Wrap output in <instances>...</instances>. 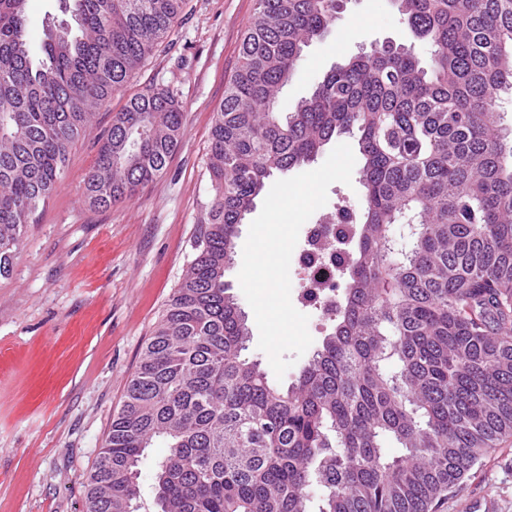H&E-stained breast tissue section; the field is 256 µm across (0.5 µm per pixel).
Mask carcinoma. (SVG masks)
I'll use <instances>...</instances> for the list:
<instances>
[{"instance_id":"carcinoma-1","label":"carcinoma","mask_w":512,"mask_h":512,"mask_svg":"<svg viewBox=\"0 0 512 512\" xmlns=\"http://www.w3.org/2000/svg\"><path fill=\"white\" fill-rule=\"evenodd\" d=\"M393 2L431 63L374 48L284 114L278 93L341 0H255L210 130L195 254L112 420L88 512H139L138 467L158 439L157 512H432L512 434V138L496 107L512 91V0ZM25 3L0 0L1 277L71 145L171 39L185 0H73L77 32L48 33L37 63ZM183 117L168 88L133 95L85 178L88 204L160 177ZM352 132L365 209L344 302L281 389L242 355L250 330L226 261L273 173ZM405 217L413 246L394 261L389 225Z\"/></svg>"}]
</instances>
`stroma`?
Listing matches in <instances>:
<instances>
[{"label":"stroma","mask_w":512,"mask_h":512,"mask_svg":"<svg viewBox=\"0 0 512 512\" xmlns=\"http://www.w3.org/2000/svg\"><path fill=\"white\" fill-rule=\"evenodd\" d=\"M254 0H186L172 42L97 110L71 146L65 174L0 277V512H87V484L121 408L140 352L180 283L210 200L209 134L238 65ZM39 49L50 26L70 21L63 0H27ZM413 39L392 0H346L324 38L304 47L277 107L293 111L337 62ZM150 86L177 93L182 136L166 172L110 208L90 207L84 180L112 117ZM490 497L512 512V436L433 512H467Z\"/></svg>","instance_id":"obj_1"}]
</instances>
